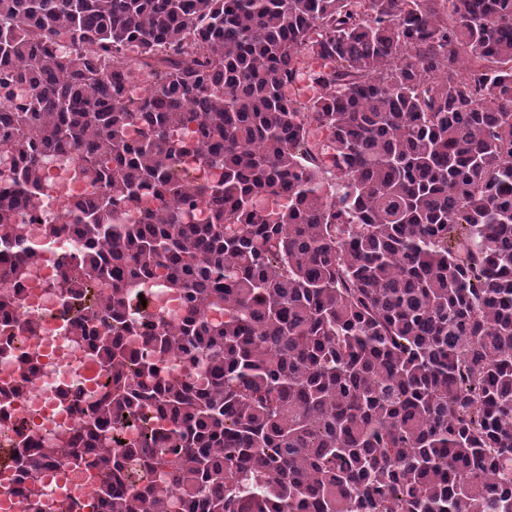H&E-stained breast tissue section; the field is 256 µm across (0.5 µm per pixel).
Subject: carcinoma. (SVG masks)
Returning <instances> with one entry per match:
<instances>
[{"instance_id": "obj_1", "label": "carcinoma", "mask_w": 512, "mask_h": 512, "mask_svg": "<svg viewBox=\"0 0 512 512\" xmlns=\"http://www.w3.org/2000/svg\"><path fill=\"white\" fill-rule=\"evenodd\" d=\"M0 158V243L95 190L44 234L106 512H512V0H0ZM91 189L82 183H72L66 185L64 196H55L46 193L44 197V207L41 215L42 222L52 224L56 217L61 214L67 203H71L77 199H84L91 196ZM141 294L142 298H139L138 295L132 303L130 311L132 320H141L149 314H158L161 303H168L173 309L178 308L176 295L171 293L168 288H146ZM142 300H146V307L142 306Z\"/></svg>"}]
</instances>
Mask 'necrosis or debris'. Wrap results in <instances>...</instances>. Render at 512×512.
I'll return each instance as SVG.
<instances>
[{
  "mask_svg": "<svg viewBox=\"0 0 512 512\" xmlns=\"http://www.w3.org/2000/svg\"><path fill=\"white\" fill-rule=\"evenodd\" d=\"M91 194L81 183L67 185L64 195H46L41 224H27L23 234L33 253L31 272L21 282V299L0 343V387L16 394L0 399V512H49L57 502L74 504V512H103L96 470L42 460L33 481H18L11 450L59 449L81 428L105 381L99 359L74 341L71 320L58 291L61 262L70 254L67 236L47 239L42 224L53 223L67 203Z\"/></svg>",
  "mask_w": 512,
  "mask_h": 512,
  "instance_id": "necrosis-or-debris-1",
  "label": "necrosis or debris"
}]
</instances>
